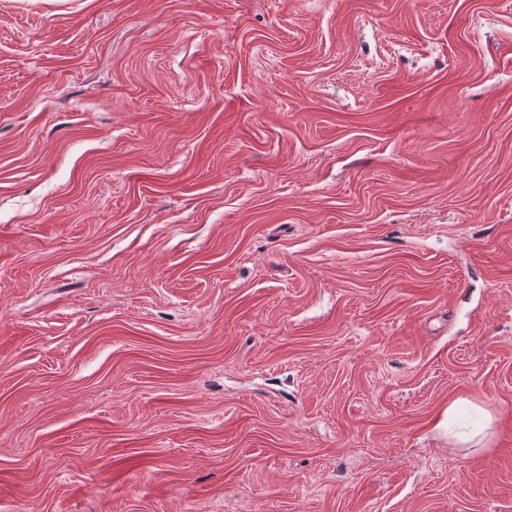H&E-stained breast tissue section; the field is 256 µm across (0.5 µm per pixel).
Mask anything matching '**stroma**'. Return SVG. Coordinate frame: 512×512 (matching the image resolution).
<instances>
[{
    "mask_svg": "<svg viewBox=\"0 0 512 512\" xmlns=\"http://www.w3.org/2000/svg\"><path fill=\"white\" fill-rule=\"evenodd\" d=\"M0 512H512V0H0Z\"/></svg>",
    "mask_w": 512,
    "mask_h": 512,
    "instance_id": "stroma-1",
    "label": "stroma"
}]
</instances>
